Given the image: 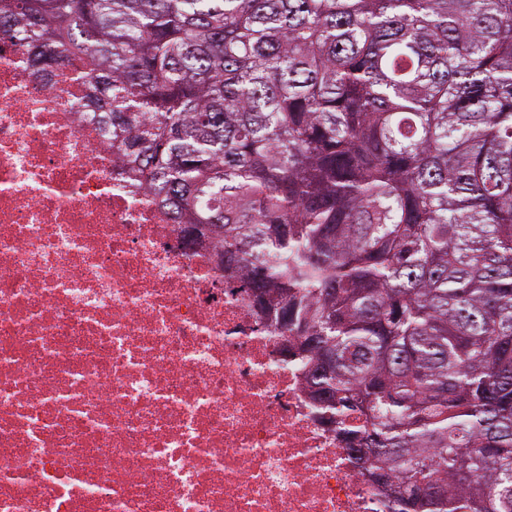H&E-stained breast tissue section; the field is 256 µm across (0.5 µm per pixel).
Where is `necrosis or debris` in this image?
<instances>
[{
    "label": "necrosis or debris",
    "instance_id": "1",
    "mask_svg": "<svg viewBox=\"0 0 512 512\" xmlns=\"http://www.w3.org/2000/svg\"><path fill=\"white\" fill-rule=\"evenodd\" d=\"M80 59L0 40V512H400L219 251L124 173Z\"/></svg>",
    "mask_w": 512,
    "mask_h": 512
}]
</instances>
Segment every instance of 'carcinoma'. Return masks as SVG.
Listing matches in <instances>:
<instances>
[{
  "instance_id": "cac0c4a2",
  "label": "carcinoma",
  "mask_w": 512,
  "mask_h": 512,
  "mask_svg": "<svg viewBox=\"0 0 512 512\" xmlns=\"http://www.w3.org/2000/svg\"><path fill=\"white\" fill-rule=\"evenodd\" d=\"M217 240L401 512H512V0H0ZM494 483L486 492L485 484Z\"/></svg>"
}]
</instances>
